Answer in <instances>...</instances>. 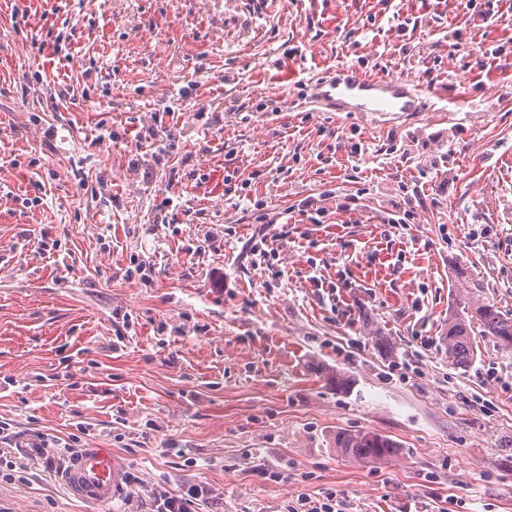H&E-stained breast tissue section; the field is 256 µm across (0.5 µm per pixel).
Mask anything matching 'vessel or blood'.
Segmentation results:
<instances>
[{
	"instance_id": "1",
	"label": "vessel or blood",
	"mask_w": 512,
	"mask_h": 512,
	"mask_svg": "<svg viewBox=\"0 0 512 512\" xmlns=\"http://www.w3.org/2000/svg\"><path fill=\"white\" fill-rule=\"evenodd\" d=\"M310 98L324 112H419L425 102L413 80L397 75H367L347 65L326 70L310 88ZM124 471L108 448H80L61 468L68 490L90 503H106L122 488Z\"/></svg>"
}]
</instances>
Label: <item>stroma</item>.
Returning <instances> with one entry per match:
<instances>
[{"label":"stroma","instance_id":"1","mask_svg":"<svg viewBox=\"0 0 512 512\" xmlns=\"http://www.w3.org/2000/svg\"><path fill=\"white\" fill-rule=\"evenodd\" d=\"M339 64L424 111H318ZM508 155L512 0H0V421L140 479L90 504L16 452L0 512H512V349L445 340L462 295L512 314ZM335 448L350 458L365 463H380L397 454L398 444L388 436L375 432L336 433ZM207 490L200 485H184L176 493L163 491L144 500L146 510L144 512H199L198 507ZM292 504L288 505V512H335L336 492L328 493L322 501H311L307 497L298 496Z\"/></svg>","mask_w":512,"mask_h":512}]
</instances>
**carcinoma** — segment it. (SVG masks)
I'll list each match as a JSON object with an SVG mask.
<instances>
[{
	"mask_svg": "<svg viewBox=\"0 0 512 512\" xmlns=\"http://www.w3.org/2000/svg\"><path fill=\"white\" fill-rule=\"evenodd\" d=\"M481 335L492 338L506 348H512V317L480 300L462 299L455 310L448 313V331L445 335L448 362L455 368H466L477 357L474 328ZM334 445L350 458L365 463H380L397 454L398 444L391 438L375 432H336Z\"/></svg>",
	"mask_w": 512,
	"mask_h": 512,
	"instance_id": "cac0c4a2",
	"label": "carcinoma"
}]
</instances>
